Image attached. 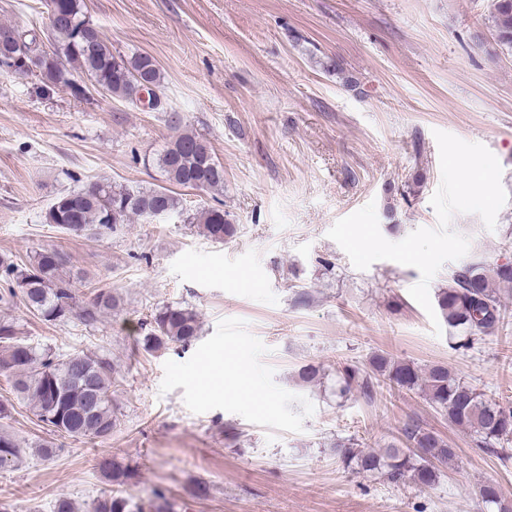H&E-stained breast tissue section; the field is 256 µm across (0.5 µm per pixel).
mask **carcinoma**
<instances>
[{
	"instance_id": "1",
	"label": "carcinoma",
	"mask_w": 512,
	"mask_h": 512,
	"mask_svg": "<svg viewBox=\"0 0 512 512\" xmlns=\"http://www.w3.org/2000/svg\"><path fill=\"white\" fill-rule=\"evenodd\" d=\"M55 3L62 21L49 28L50 53L37 73L39 95L47 96L60 88L76 96L85 94L86 88L73 78L75 70L111 97L131 102L137 100L138 78L159 86L160 71L150 55L117 57L99 29L88 28L92 20L85 0ZM490 22L496 46L511 51L512 0H492ZM0 29L18 32V39L0 43V67L37 51L35 30L22 31L11 23H0ZM158 165L165 179L177 186L193 189L201 183L210 191L224 188V164L215 158L210 143L192 131L179 132L160 154ZM159 209L177 213L182 210L181 201L166 187L142 191L97 181L56 197L45 219L69 233L93 231L104 235L119 224L150 218ZM192 220L203 225L206 236L214 241L221 242L233 233V225L224 219L220 208H203L193 214ZM73 279L65 256L53 248H43L20 263L0 257V302L18 301L48 323H64L76 317L86 326L97 323L103 313L116 307L117 298L110 290L94 291L84 306L77 307ZM450 280L448 288L438 294L437 304L451 333L466 347L472 335L489 332L504 320L506 309L496 289L512 288V264L488 269L482 263H469L453 271ZM141 329V347L146 353L184 349L200 335L198 314L189 307L172 304L156 309L149 320L141 323ZM113 374L114 367L106 359L41 350L22 338L16 322L0 321V375L11 382L16 397L27 402L38 419L55 432L101 442L110 439L118 421L112 406ZM341 377V392L355 384L367 397L374 384L381 381L399 390H420L449 423L470 432L486 448L512 439V406L486 398L443 364L422 370L411 362L377 354L371 358L369 371L362 374L346 367ZM404 436V448L391 444L374 451L345 446L341 458L360 472L383 473L393 483L409 478L420 486L434 485L440 475L435 463H452L457 449L437 432L418 424L406 427ZM21 452L14 437L1 430L0 467L16 463ZM101 470L109 488L93 501L89 512H168L161 494L147 507L126 494L125 486L133 478L129 464L105 459ZM478 495L493 512H512V503L502 496L498 484L483 483Z\"/></svg>"
}]
</instances>
